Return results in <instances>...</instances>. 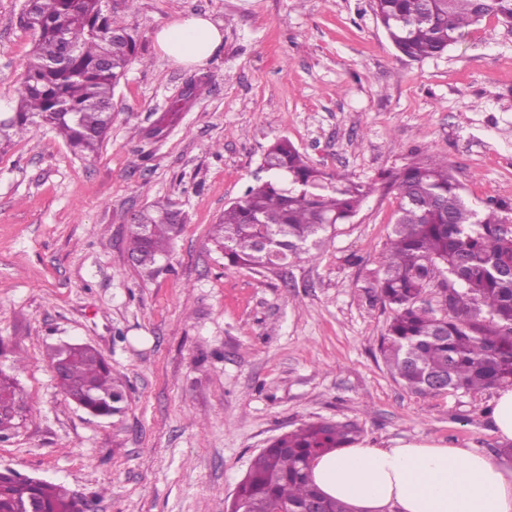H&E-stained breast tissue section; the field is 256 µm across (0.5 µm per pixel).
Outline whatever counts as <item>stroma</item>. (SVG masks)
<instances>
[{"label": "stroma", "instance_id": "35a3bbf8", "mask_svg": "<svg viewBox=\"0 0 512 512\" xmlns=\"http://www.w3.org/2000/svg\"><path fill=\"white\" fill-rule=\"evenodd\" d=\"M138 59L114 90L96 155L50 125L0 148V369L32 413L0 471L61 485L88 512H227L253 458L317 421L363 442H433L496 456V388L416 394L379 353L394 316L371 288L399 198L382 188L315 256L230 266L212 224L288 138L318 169L372 182L431 154L470 199L512 202V27L489 17L441 56L394 49L369 0H109ZM23 0H0V113L34 45ZM221 23L206 66L172 63L156 31ZM171 198L188 220L166 269L129 254L134 213ZM88 343L125 386L96 417L60 389L51 347Z\"/></svg>", "mask_w": 512, "mask_h": 512}]
</instances>
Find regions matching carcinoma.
Wrapping results in <instances>:
<instances>
[{"label": "carcinoma", "mask_w": 512, "mask_h": 512, "mask_svg": "<svg viewBox=\"0 0 512 512\" xmlns=\"http://www.w3.org/2000/svg\"><path fill=\"white\" fill-rule=\"evenodd\" d=\"M395 49L411 61L439 56L486 17L512 26V0H369ZM23 26L36 35L18 103L0 123V146L45 122L76 155L98 152L112 124V93L136 59L123 17L104 0H26ZM265 177L224 208L211 238L231 266L279 265L310 254L321 234L349 223L375 191L372 183L311 166L286 138L272 143ZM399 204L375 287L395 310L380 351L390 372L419 393L512 387V203L471 201L448 159L428 155L385 177ZM159 199L129 230L130 254L148 273L162 270L185 216ZM437 287L442 309L421 305ZM67 388L97 416L122 412V384L93 346H71ZM0 398L31 407L0 370ZM354 423L306 424L253 460L237 491L238 512H350L309 483L310 461L356 443ZM74 512L62 486L0 476V512Z\"/></svg>", "instance_id": "cac0c4a2"}]
</instances>
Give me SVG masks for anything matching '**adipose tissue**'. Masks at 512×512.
I'll list each match as a JSON object with an SVG mask.
<instances>
[{"label":"adipose tissue","instance_id":"ef3b65f1","mask_svg":"<svg viewBox=\"0 0 512 512\" xmlns=\"http://www.w3.org/2000/svg\"><path fill=\"white\" fill-rule=\"evenodd\" d=\"M223 42L222 27L200 14L156 34L162 55L184 66H204ZM308 478L354 512H512V469L470 448L354 444L314 458Z\"/></svg>","mask_w":512,"mask_h":512}]
</instances>
